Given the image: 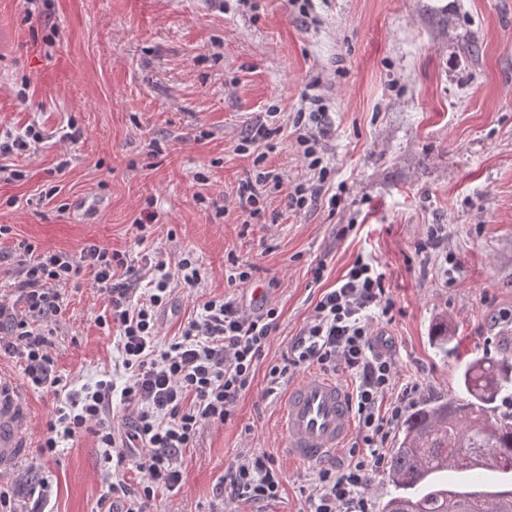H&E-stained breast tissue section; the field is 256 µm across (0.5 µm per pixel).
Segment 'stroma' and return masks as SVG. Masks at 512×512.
Listing matches in <instances>:
<instances>
[{
    "instance_id": "1",
    "label": "stroma",
    "mask_w": 512,
    "mask_h": 512,
    "mask_svg": "<svg viewBox=\"0 0 512 512\" xmlns=\"http://www.w3.org/2000/svg\"><path fill=\"white\" fill-rule=\"evenodd\" d=\"M258 2L252 12L237 0H38L30 17L23 0H0V132L37 120L48 135L14 157L22 180L0 178L10 240L72 255L98 244L142 272L193 252L202 284L175 286L164 340L213 296L247 308L260 287L280 312L251 387L186 449L181 488L160 495L157 512H305L322 467L288 460L283 396L267 394L266 374L358 254L378 262L390 290L392 317H372V333L396 360L397 387L416 386L411 406L455 392L473 354L512 359V0H311L306 18L287 0ZM307 93L327 107L342 203L295 214L272 195L249 217L236 191L252 158L236 146L276 108L283 132L266 163L284 189L305 180L292 121ZM50 183L59 192L48 201ZM139 221L152 228L143 242ZM234 261L252 266L250 281L228 284ZM67 302L53 338L60 373L76 387L106 371L123 383L117 337L97 322L103 293L86 280ZM443 318L457 340L448 356L431 340ZM0 369L31 428L0 485L23 502L27 477L45 475L51 512H94L104 490L95 437L40 455L55 394L32 390L17 359L0 355ZM257 452L283 472L281 495L258 505L218 496L225 467Z\"/></svg>"
}]
</instances>
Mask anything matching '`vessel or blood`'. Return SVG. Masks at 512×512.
<instances>
[{
    "mask_svg": "<svg viewBox=\"0 0 512 512\" xmlns=\"http://www.w3.org/2000/svg\"><path fill=\"white\" fill-rule=\"evenodd\" d=\"M30 416L12 377L0 373V473L13 470L29 436ZM282 432L290 459L320 464L353 435V399L348 388L328 375L308 376L291 385Z\"/></svg>",
    "mask_w": 512,
    "mask_h": 512,
    "instance_id": "obj_1",
    "label": "vessel or blood"
}]
</instances>
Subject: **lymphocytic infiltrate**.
I'll use <instances>...</instances> for the list:
<instances>
[{
  "label": "lymphocytic infiltrate",
  "instance_id": "lymphocytic-infiltrate-1",
  "mask_svg": "<svg viewBox=\"0 0 512 512\" xmlns=\"http://www.w3.org/2000/svg\"><path fill=\"white\" fill-rule=\"evenodd\" d=\"M325 115L320 107L298 111L293 120L292 133L302 148L309 180L282 191L281 175L268 170L265 153H257L253 178L237 189L243 211L258 213L264 196L277 192L284 195L285 209L295 213L320 202L332 209L340 206V197L330 192L336 169L323 143ZM43 141L42 130L34 124L18 136L5 133L0 137V173L20 177L12 157L38 149ZM6 257L14 267V281L9 285L11 301L0 303V319L8 324L6 336H0V353L20 360L32 389L61 395L46 423L41 453L57 455L64 442L91 433L107 470L98 512H152L160 493L180 489L183 451L194 446L204 426L225 422L250 388L256 365L279 328L277 307L265 305L254 315L236 298L213 297L198 304L179 334L162 343L158 313L170 300L172 283L196 288L202 281L193 254H184L171 266L155 262L148 280L123 254L95 244L74 256L22 240L9 247ZM84 276L105 296L98 323L119 336L125 376L121 396L133 413L131 427L123 430L112 424L111 380L68 388L52 354L53 324L66 308L68 289L78 287ZM374 307L387 316L394 305L377 261L360 255L336 287L322 294L282 362L267 373L272 393L294 368L344 369L356 382L354 410L368 453L351 451L347 464L320 473L308 496V512H369L364 488L374 467L383 464L380 450L414 392L413 387L404 388L390 412L382 413L381 403L395 383L396 362L373 348L367 312ZM134 446L140 450V479L131 484L114 477L112 469L126 463ZM283 485L273 459L253 453L225 467L217 489L224 497L258 503L277 498Z\"/></svg>",
  "mask_w": 512,
  "mask_h": 512
}]
</instances>
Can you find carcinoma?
Wrapping results in <instances>:
<instances>
[{"mask_svg":"<svg viewBox=\"0 0 512 512\" xmlns=\"http://www.w3.org/2000/svg\"><path fill=\"white\" fill-rule=\"evenodd\" d=\"M432 340L445 355L455 352L448 320L434 325ZM512 391V364L473 357L459 376V392L428 401L401 423L386 474L394 494L382 512H512L497 489L448 485L440 473L481 468L512 473V415L495 403Z\"/></svg>","mask_w":512,"mask_h":512,"instance_id":"cac0c4a2","label":"carcinoma"}]
</instances>
